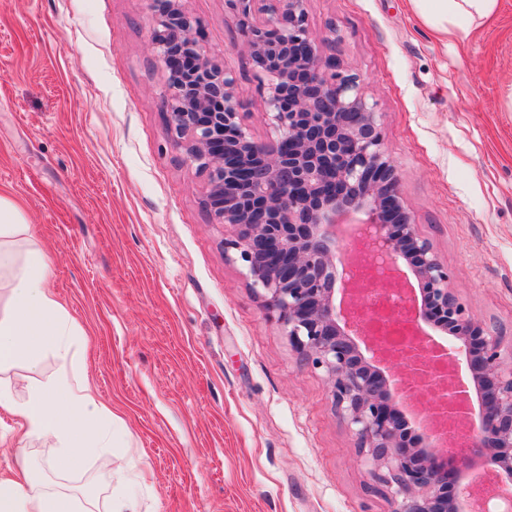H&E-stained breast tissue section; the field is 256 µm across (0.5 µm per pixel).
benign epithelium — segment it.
Instances as JSON below:
<instances>
[{
	"mask_svg": "<svg viewBox=\"0 0 512 512\" xmlns=\"http://www.w3.org/2000/svg\"><path fill=\"white\" fill-rule=\"evenodd\" d=\"M240 10L244 50L275 139L255 140L235 73L202 43L185 0H152L150 45L160 65L167 129L182 163L204 177L211 223L231 229L250 288L303 361L323 370L370 478L396 512H512V347L450 288L431 241L406 212L380 113L355 73L322 55L305 0H226ZM265 15L249 21L252 4ZM351 227L343 261L336 225ZM382 278L354 284L353 262ZM415 279L419 289L411 287ZM407 286L409 336H385L394 316L370 292ZM423 394L408 437L399 405ZM469 421L463 457L448 444Z\"/></svg>",
	"mask_w": 512,
	"mask_h": 512,
	"instance_id": "obj_1",
	"label": "benign epithelium"
}]
</instances>
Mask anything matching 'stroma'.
Instances as JSON below:
<instances>
[{
	"instance_id": "stroma-1",
	"label": "stroma",
	"mask_w": 512,
	"mask_h": 512,
	"mask_svg": "<svg viewBox=\"0 0 512 512\" xmlns=\"http://www.w3.org/2000/svg\"><path fill=\"white\" fill-rule=\"evenodd\" d=\"M236 74L245 123L271 135L227 0H186ZM323 53L368 85L419 232L477 319L512 337V0L466 39L411 0H306ZM149 0H0V194L49 259L82 328L77 368L128 449L69 484L140 512H395L368 490L323 370L306 365L245 277L204 180L167 132Z\"/></svg>"
}]
</instances>
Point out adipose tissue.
Masks as SVG:
<instances>
[{
	"mask_svg": "<svg viewBox=\"0 0 512 512\" xmlns=\"http://www.w3.org/2000/svg\"><path fill=\"white\" fill-rule=\"evenodd\" d=\"M412 2L437 33L462 38L500 7V0ZM29 231L25 215L0 196V288L8 294L0 312V372L23 366L27 390L20 398L12 384L0 382V410L15 416L21 441L50 445L54 454L41 463L24 452L15 455L11 476L0 477V512H139L136 497L69 492L46 480L47 472L71 470L90 455L111 453L124 423L89 379L72 375V342L80 329L47 286L46 256L17 253V242ZM49 358L57 368L47 375L43 364Z\"/></svg>",
	"mask_w": 512,
	"mask_h": 512,
	"instance_id": "ef3b65f1",
	"label": "adipose tissue"
}]
</instances>
